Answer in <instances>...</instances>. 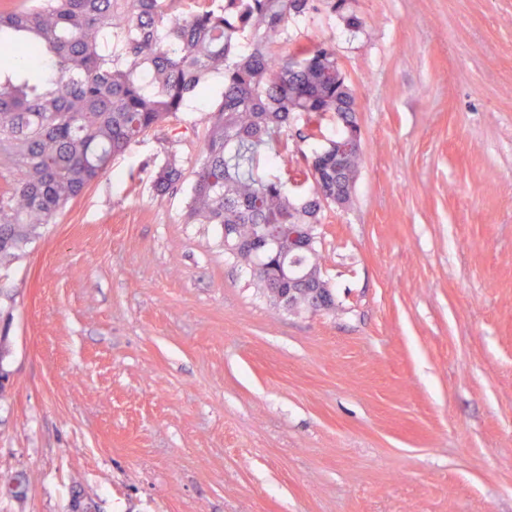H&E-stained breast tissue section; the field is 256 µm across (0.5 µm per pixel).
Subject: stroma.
<instances>
[{
	"label": "stroma",
	"instance_id": "35a3bbf8",
	"mask_svg": "<svg viewBox=\"0 0 512 512\" xmlns=\"http://www.w3.org/2000/svg\"><path fill=\"white\" fill-rule=\"evenodd\" d=\"M351 7L276 45L328 42L356 94L335 311L186 223L212 75L0 266V512H512V0ZM182 171L171 161L162 165L157 172L154 188L160 195L173 194L179 190Z\"/></svg>",
	"mask_w": 512,
	"mask_h": 512
}]
</instances>
